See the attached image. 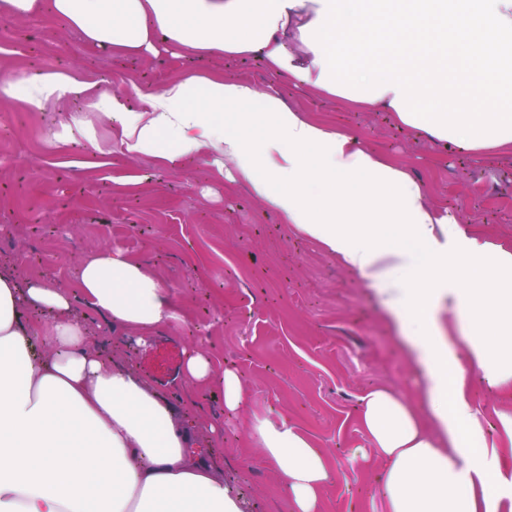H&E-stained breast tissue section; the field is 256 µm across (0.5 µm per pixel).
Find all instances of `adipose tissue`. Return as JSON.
Returning a JSON list of instances; mask_svg holds the SVG:
<instances>
[{
    "instance_id": "ef3b65f1",
    "label": "adipose tissue",
    "mask_w": 512,
    "mask_h": 512,
    "mask_svg": "<svg viewBox=\"0 0 512 512\" xmlns=\"http://www.w3.org/2000/svg\"><path fill=\"white\" fill-rule=\"evenodd\" d=\"M13 17L50 8L86 43L130 56L175 45L185 56H247L273 75L482 157L512 152V0H0ZM495 51L502 64L488 71ZM30 109L73 96L62 144L175 167L198 159L244 185L296 235L381 294L421 373L419 402L377 387L362 398L367 445L385 465L384 512H512V410L486 436L469 391L476 368L512 394V245L474 235L439 209L406 168L287 105L275 86L177 79L122 97L63 72L9 83ZM108 119L109 138L96 124ZM77 293L19 285L0 271V512H241L196 449L198 420L91 343L86 310L147 341L181 320L166 284L123 251L79 262ZM84 309H77L76 300ZM42 316L26 320L22 309ZM252 437L293 512H319L337 471L287 420L254 416Z\"/></svg>"
}]
</instances>
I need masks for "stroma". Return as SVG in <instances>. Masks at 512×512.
I'll list each match as a JSON object with an SVG mask.
<instances>
[{"mask_svg": "<svg viewBox=\"0 0 512 512\" xmlns=\"http://www.w3.org/2000/svg\"><path fill=\"white\" fill-rule=\"evenodd\" d=\"M46 69L112 89L132 109L139 94L178 77L277 83L286 104L402 164L470 232L512 243V154L479 158L444 145L387 113L272 78L259 59L189 60L165 50L118 57L87 44L63 17L0 11V72ZM84 109L71 99L34 112L0 89V264L17 263L18 278L49 276L69 288L82 258L125 250L167 283L184 321L158 328L141 345L96 315L93 341L173 403L174 423L200 420L211 442L206 458L240 495L242 512H290L287 490L250 439L256 414L287 419L333 459L339 477L324 490L321 512H382L379 459L349 455L365 443L361 398L384 385L413 400L421 378L375 291L201 161L169 169L117 147L101 156L84 139L71 147L48 137L64 113ZM193 347L213 363L203 385L183 378L184 352ZM228 368L244 382L246 402L235 412L224 408ZM471 382L486 431L496 433L497 415L512 408V397L480 372Z\"/></svg>", "mask_w": 512, "mask_h": 512, "instance_id": "stroma-1", "label": "stroma"}]
</instances>
